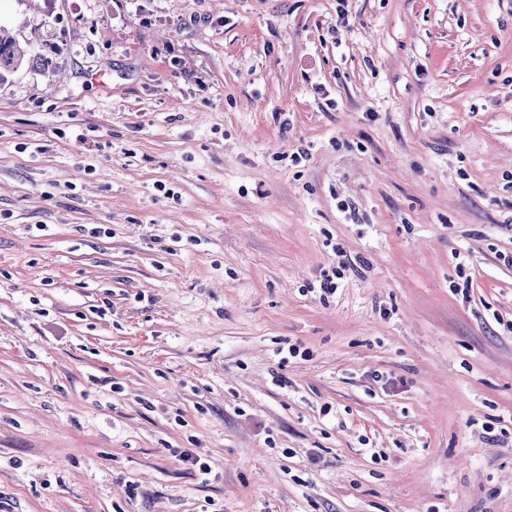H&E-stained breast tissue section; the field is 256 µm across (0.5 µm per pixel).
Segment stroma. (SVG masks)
<instances>
[{
  "label": "stroma",
  "instance_id": "35a3bbf8",
  "mask_svg": "<svg viewBox=\"0 0 512 512\" xmlns=\"http://www.w3.org/2000/svg\"><path fill=\"white\" fill-rule=\"evenodd\" d=\"M0 25V512H512V0ZM28 54V45L20 44L9 31L0 26V83L17 72L27 60L31 67L45 66L49 63V60L39 54H35L32 59L31 56L27 57Z\"/></svg>",
  "mask_w": 512,
  "mask_h": 512
}]
</instances>
